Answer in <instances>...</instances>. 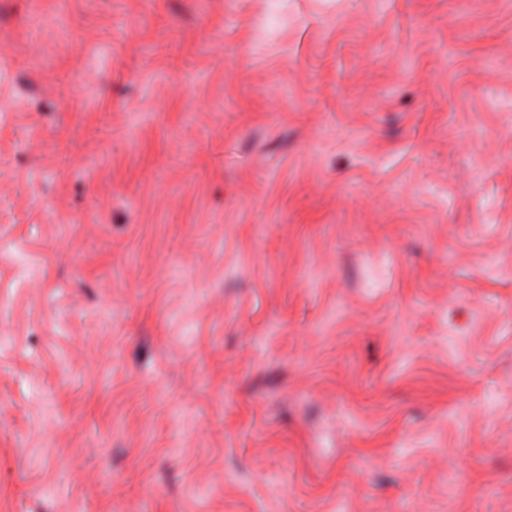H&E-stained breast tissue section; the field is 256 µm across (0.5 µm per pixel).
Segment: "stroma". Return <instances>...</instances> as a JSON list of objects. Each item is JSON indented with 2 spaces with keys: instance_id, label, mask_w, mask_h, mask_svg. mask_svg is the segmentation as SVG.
I'll return each instance as SVG.
<instances>
[{
  "instance_id": "1",
  "label": "stroma",
  "mask_w": 512,
  "mask_h": 512,
  "mask_svg": "<svg viewBox=\"0 0 512 512\" xmlns=\"http://www.w3.org/2000/svg\"><path fill=\"white\" fill-rule=\"evenodd\" d=\"M0 512H512V0H0Z\"/></svg>"
}]
</instances>
